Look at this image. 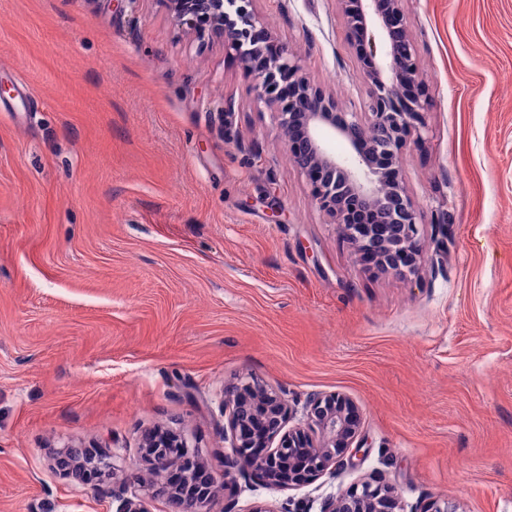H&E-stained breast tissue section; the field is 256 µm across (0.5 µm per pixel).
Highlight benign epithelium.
<instances>
[{"label": "benign epithelium", "instance_id": "benign-epithelium-1", "mask_svg": "<svg viewBox=\"0 0 512 512\" xmlns=\"http://www.w3.org/2000/svg\"><path fill=\"white\" fill-rule=\"evenodd\" d=\"M176 24L198 38H219L255 80L257 98L268 106L288 151L310 187L315 206L354 247L371 253L395 275L421 265L423 220L403 179V148L419 142L428 100L416 88L418 58L401 8L402 0H336L347 44L360 64L366 105L342 112L336 100L304 73L299 56L249 12V0H164ZM347 145L344 155L331 147ZM234 455L224 460V487L257 476L274 490H294L333 474L361 451V416L345 394H315L300 410L280 388L242 378L226 388ZM142 457L162 478L178 465L189 471L202 461L174 432L154 430L143 438ZM169 512H201L214 484L198 494L164 491ZM321 512H404L395 490L363 480L328 497Z\"/></svg>", "mask_w": 512, "mask_h": 512}]
</instances>
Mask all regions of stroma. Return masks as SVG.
Listing matches in <instances>:
<instances>
[{
    "mask_svg": "<svg viewBox=\"0 0 512 512\" xmlns=\"http://www.w3.org/2000/svg\"><path fill=\"white\" fill-rule=\"evenodd\" d=\"M403 8L430 107L402 174L426 255L402 277L357 260L253 77L163 0H0V512H168L131 482L145 432L221 477L224 388L248 376L348 395L363 448L297 490L241 481L234 512H320L371 477L407 512H512V0ZM250 9L362 108L336 0ZM78 450L118 468L60 469Z\"/></svg>",
    "mask_w": 512,
    "mask_h": 512,
    "instance_id": "35a3bbf8",
    "label": "stroma"
}]
</instances>
